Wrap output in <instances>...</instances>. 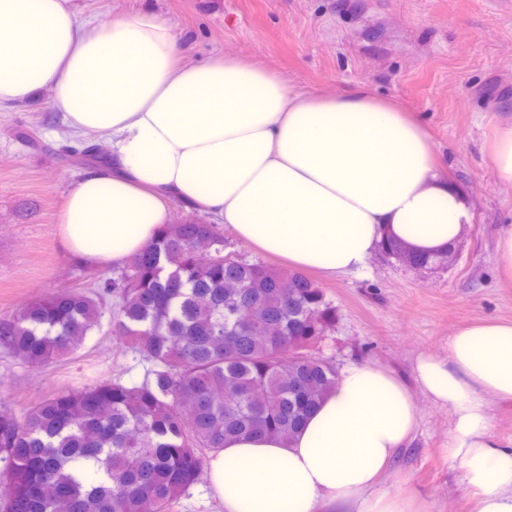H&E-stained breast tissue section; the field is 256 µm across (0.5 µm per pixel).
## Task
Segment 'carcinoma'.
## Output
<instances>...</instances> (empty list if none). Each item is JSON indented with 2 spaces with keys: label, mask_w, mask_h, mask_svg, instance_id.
<instances>
[{
  "label": "carcinoma",
  "mask_w": 512,
  "mask_h": 512,
  "mask_svg": "<svg viewBox=\"0 0 512 512\" xmlns=\"http://www.w3.org/2000/svg\"><path fill=\"white\" fill-rule=\"evenodd\" d=\"M114 331L150 363L110 381L0 412V512H167L203 455L238 438L290 440L336 387L309 352L334 325L322 288L295 272L283 291L262 262L226 259L216 224H169L106 281ZM102 295L62 290L0 319V344L41 367L97 325ZM303 352L285 356L288 345ZM194 408L184 422L178 406Z\"/></svg>",
  "instance_id": "obj_1"
}]
</instances>
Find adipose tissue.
Wrapping results in <instances>:
<instances>
[{"label": "adipose tissue", "instance_id": "obj_1", "mask_svg": "<svg viewBox=\"0 0 512 512\" xmlns=\"http://www.w3.org/2000/svg\"><path fill=\"white\" fill-rule=\"evenodd\" d=\"M39 91L71 134L112 148L58 213L63 248L86 265L127 263L169 224L174 200L331 278L364 270L386 241L442 254L471 219L426 125L397 101L364 84L302 92L228 55L181 62L178 34L144 12L86 18L73 0H0V110ZM419 393L448 409L475 512H512V448L490 428L493 404L512 400L506 321L458 329L447 358L419 354L410 383L351 365L291 442L212 454V490L224 512H417L375 487L417 430Z\"/></svg>", "mask_w": 512, "mask_h": 512}]
</instances>
